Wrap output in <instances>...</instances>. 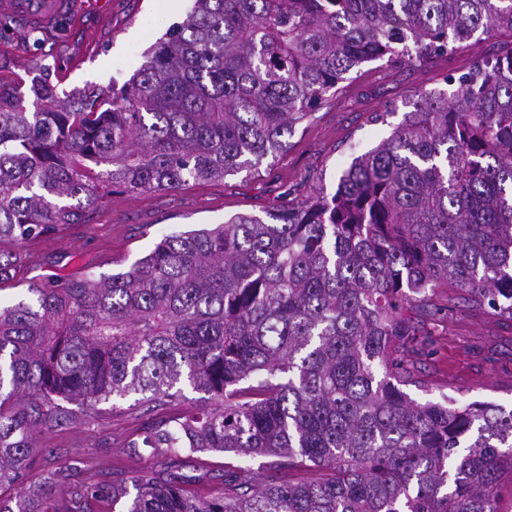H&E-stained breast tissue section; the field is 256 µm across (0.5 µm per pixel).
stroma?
Returning <instances> with one entry per match:
<instances>
[{
	"mask_svg": "<svg viewBox=\"0 0 512 512\" xmlns=\"http://www.w3.org/2000/svg\"><path fill=\"white\" fill-rule=\"evenodd\" d=\"M193 0H111L99 10L81 0V20L66 19L49 28L20 29L0 17V96L28 94L34 79L50 75L67 93L93 83L123 87L172 25L183 22ZM512 48V36H474L457 52L413 66L364 64L346 83L338 100L322 106L310 122L296 127L288 148L257 168L211 182H189L173 191L130 194L119 190L85 206L79 223L21 244L6 241L0 250L13 257L12 277L0 284V300L17 298L36 285H62L85 276L123 272L149 252L163 235L212 228L238 214L267 213L310 197L334 193L352 160L389 137L410 111L415 91L441 86L473 60ZM386 122H373L380 111ZM435 315L418 319L428 345L417 356L422 387H409L417 401L452 397L469 402L512 406V322L474 309L448 287L433 297ZM191 388L149 408L134 398L70 404V421L40 433V460L25 485L42 482L48 471L82 463L121 469L125 477L140 470L166 468L169 456L144 447L148 425L181 416L203 403Z\"/></svg>",
	"mask_w": 512,
	"mask_h": 512,
	"instance_id": "35a3bbf8",
	"label": "stroma"
}]
</instances>
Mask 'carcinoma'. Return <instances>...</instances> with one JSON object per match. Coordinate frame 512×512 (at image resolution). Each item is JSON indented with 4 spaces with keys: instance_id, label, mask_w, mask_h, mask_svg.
Returning a JSON list of instances; mask_svg holds the SVG:
<instances>
[{
    "instance_id": "obj_1",
    "label": "carcinoma",
    "mask_w": 512,
    "mask_h": 512,
    "mask_svg": "<svg viewBox=\"0 0 512 512\" xmlns=\"http://www.w3.org/2000/svg\"><path fill=\"white\" fill-rule=\"evenodd\" d=\"M498 32L512 33V0H194L122 90L63 100L45 76L29 106L0 107V241L73 224L114 188L254 168L363 64ZM445 84L418 92L331 195L165 235L125 272L0 304V489L37 464L62 403L161 405L182 384L209 403L145 446L275 461L264 476L225 463L210 498L142 470L126 512H498L512 409L404 390L423 345L406 305L429 315L447 285L512 320V50ZM297 464L331 477L283 480ZM71 477L48 483L75 501L128 494L122 478ZM44 491L0 497V512H38Z\"/></svg>"
}]
</instances>
